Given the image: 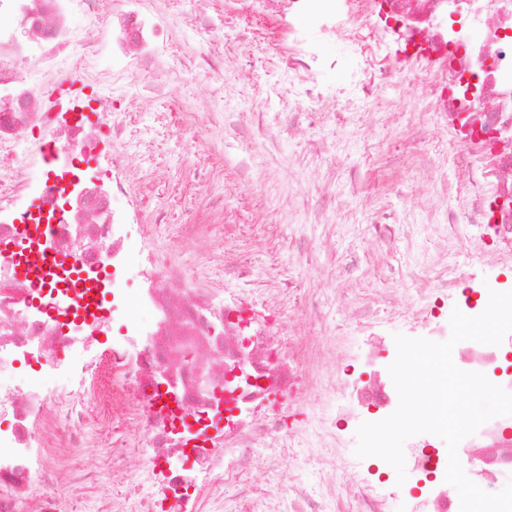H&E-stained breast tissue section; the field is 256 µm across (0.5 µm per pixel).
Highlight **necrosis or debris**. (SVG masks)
<instances>
[{"mask_svg": "<svg viewBox=\"0 0 512 512\" xmlns=\"http://www.w3.org/2000/svg\"><path fill=\"white\" fill-rule=\"evenodd\" d=\"M95 0H0V512H459L435 435L405 451L406 484L391 466L341 448L342 433L395 411L388 372L395 349L369 346L357 370L326 373L308 404L304 356L285 353L271 312L247 296L225 301L185 263L129 257L148 232L127 231L112 172L118 146L112 103L88 69L99 46L80 40L74 6ZM336 37L364 57L356 89L374 102L398 59L433 63L407 78L430 120L446 127L468 176L441 235L475 226L487 263L512 262V0H360ZM397 45L398 56L384 54ZM456 273L415 309L429 340L448 303L484 311L488 284ZM108 342L93 361L88 347ZM457 367L512 392V335L498 346L460 342ZM104 410L95 432L84 405ZM96 449L87 463L85 452ZM204 467L188 494L181 463ZM458 457L471 480L496 492L512 476V416L465 438ZM291 467L287 484H257L252 471Z\"/></svg>", "mask_w": 512, "mask_h": 512, "instance_id": "4bbe7bcc", "label": "necrosis or debris"}]
</instances>
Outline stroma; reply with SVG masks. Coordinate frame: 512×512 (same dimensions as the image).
I'll use <instances>...</instances> for the list:
<instances>
[{"label":"stroma","instance_id":"1","mask_svg":"<svg viewBox=\"0 0 512 512\" xmlns=\"http://www.w3.org/2000/svg\"><path fill=\"white\" fill-rule=\"evenodd\" d=\"M289 0H110L113 19L133 14L144 44L102 50L92 64L111 99L114 134L127 180L121 206L153 228L168 248L180 224H199L197 244L177 252L203 268L225 297L294 307L291 288L317 292L335 323L336 351L358 356V309L373 308L385 341L409 334V314L377 305L403 287L401 271L420 267L426 287L462 269L512 288V266L477 260L465 237L429 229L447 222L445 182L466 176L448 160V131L423 114L420 93L399 101L386 86L344 122L324 101L349 99L363 65L343 51L336 27L346 12L327 0L322 14ZM302 59L307 80L288 64ZM409 224L395 250L368 224ZM302 236V253L288 249ZM352 290L355 306L341 304Z\"/></svg>","mask_w":512,"mask_h":512}]
</instances>
